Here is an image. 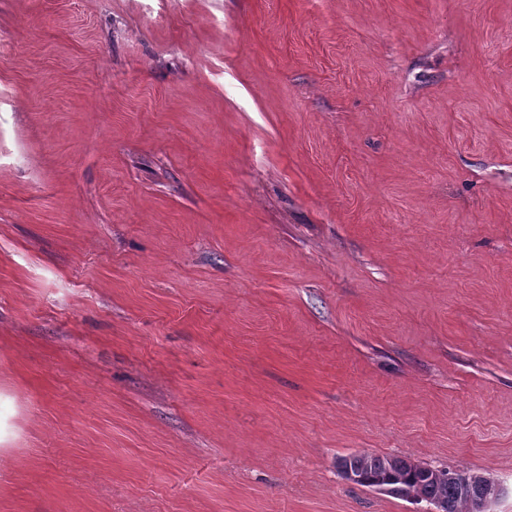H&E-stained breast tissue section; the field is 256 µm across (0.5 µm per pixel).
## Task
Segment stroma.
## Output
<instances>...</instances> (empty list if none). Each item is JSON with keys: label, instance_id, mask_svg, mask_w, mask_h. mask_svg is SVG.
<instances>
[{"label": "stroma", "instance_id": "obj_1", "mask_svg": "<svg viewBox=\"0 0 512 512\" xmlns=\"http://www.w3.org/2000/svg\"><path fill=\"white\" fill-rule=\"evenodd\" d=\"M512 512V0H0V512ZM338 467L343 474L348 469L353 472L360 471L365 479L356 484L369 488L368 480L384 474H396L401 480L389 493L410 500H424L430 504L438 501L443 511L436 507L431 510L434 512H488L489 504L503 493V489L498 484L484 476L460 469L448 468L449 471L454 472L441 471L404 457L351 454L340 457ZM352 471L349 470L347 474L351 482L359 479ZM456 472L467 477L466 487H463L466 485L465 478ZM479 489L472 501L471 511V494Z\"/></svg>", "mask_w": 512, "mask_h": 512}]
</instances>
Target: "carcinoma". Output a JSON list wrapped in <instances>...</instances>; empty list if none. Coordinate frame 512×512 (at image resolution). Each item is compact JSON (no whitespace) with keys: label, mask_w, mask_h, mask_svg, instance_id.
<instances>
[{"label":"carcinoma","mask_w":512,"mask_h":512,"mask_svg":"<svg viewBox=\"0 0 512 512\" xmlns=\"http://www.w3.org/2000/svg\"><path fill=\"white\" fill-rule=\"evenodd\" d=\"M341 470L359 471L365 480L358 485L365 487L367 481L384 474H396L400 481L395 484L391 494L430 504L438 501L443 512H471V494L478 491L486 478L461 471L467 477V486L463 487L448 481V471L433 469L412 461L409 458L394 456H377L370 454H351L338 460Z\"/></svg>","instance_id":"obj_1"}]
</instances>
